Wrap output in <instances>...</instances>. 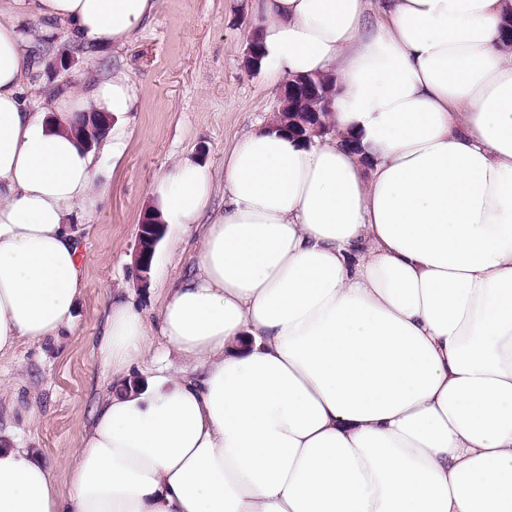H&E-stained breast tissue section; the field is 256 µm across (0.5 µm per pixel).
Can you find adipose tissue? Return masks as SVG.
<instances>
[{
	"label": "adipose tissue",
	"mask_w": 512,
	"mask_h": 512,
	"mask_svg": "<svg viewBox=\"0 0 512 512\" xmlns=\"http://www.w3.org/2000/svg\"><path fill=\"white\" fill-rule=\"evenodd\" d=\"M26 10L67 45L124 44L158 0H0V352L74 329L92 214L137 92L121 73L23 97ZM271 84L329 76L334 134L276 123L224 162V208L185 158L150 212L201 226L158 313L197 372L116 391L61 497L0 448V512H512V0H256ZM113 124L96 147L80 113ZM144 313L113 299L101 351L143 356Z\"/></svg>",
	"instance_id": "1"
}]
</instances>
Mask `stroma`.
<instances>
[{"instance_id": "obj_1", "label": "stroma", "mask_w": 512, "mask_h": 512, "mask_svg": "<svg viewBox=\"0 0 512 512\" xmlns=\"http://www.w3.org/2000/svg\"><path fill=\"white\" fill-rule=\"evenodd\" d=\"M253 25L251 0H160L157 15L131 41L99 57L79 50L70 67L60 68L53 63L57 36L44 39L38 57L32 45L24 47L25 87L36 111H51L54 95L79 72L92 79L123 73L139 94L123 117L130 138L112 186L79 229L86 287L76 300L73 332L0 355V448L32 451L50 468L61 496L72 488L67 462L115 388L98 349L109 303L133 299L155 319L197 249L195 228L168 225L149 283L140 286L134 250L153 182L179 158L193 157L212 170V205L221 208L225 154L279 109V87L243 66Z\"/></svg>"}]
</instances>
